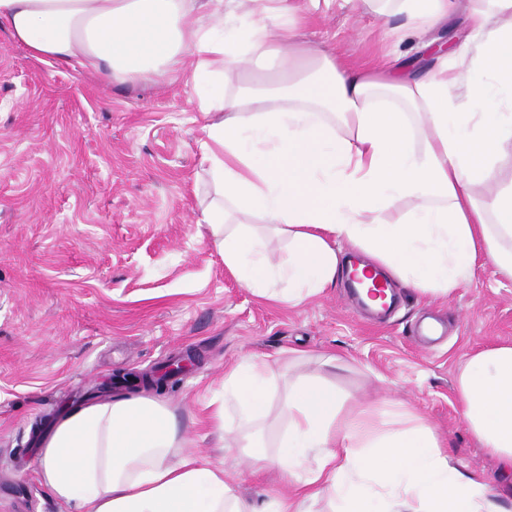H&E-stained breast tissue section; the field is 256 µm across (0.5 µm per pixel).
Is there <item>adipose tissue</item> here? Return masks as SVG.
<instances>
[{
    "instance_id": "adipose-tissue-1",
    "label": "adipose tissue",
    "mask_w": 512,
    "mask_h": 512,
    "mask_svg": "<svg viewBox=\"0 0 512 512\" xmlns=\"http://www.w3.org/2000/svg\"><path fill=\"white\" fill-rule=\"evenodd\" d=\"M428 33L453 0H363ZM298 0H0V28L40 62L112 81L181 79L204 121L213 194L198 223L224 265L268 301L332 287L343 248L405 287L446 297L486 257L512 278V184L485 190L512 145V0H472L453 57L419 74L349 65L307 46ZM270 364L224 374L215 426L277 466L294 500L263 512H504L501 491L461 470L428 427L342 415L335 389L291 385L272 452L242 427L267 414ZM471 432L512 471V345L472 355L458 377ZM167 405L123 393L73 410L44 441L39 481L71 512H256L199 458Z\"/></svg>"
}]
</instances>
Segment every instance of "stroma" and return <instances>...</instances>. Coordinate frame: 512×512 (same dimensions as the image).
<instances>
[{
  "instance_id": "stroma-1",
  "label": "stroma",
  "mask_w": 512,
  "mask_h": 512,
  "mask_svg": "<svg viewBox=\"0 0 512 512\" xmlns=\"http://www.w3.org/2000/svg\"><path fill=\"white\" fill-rule=\"evenodd\" d=\"M299 33L357 66L434 62L357 0L306 13ZM193 95L180 80L119 83L37 61L0 29V512H66L36 478L42 439L70 407L119 394L117 376H156L187 355L191 370L140 393L163 400L196 453L225 461L256 506L292 497L291 485L256 473L248 453L226 456L210 423L225 371L251 354L273 366L272 400L298 374L327 373L346 408L406 414L464 471L499 486L456 378L469 355L512 344V280L481 262L446 298L397 288L384 316L343 278L298 306L256 297L199 234L197 195L209 184ZM325 353L340 367L323 370Z\"/></svg>"
}]
</instances>
